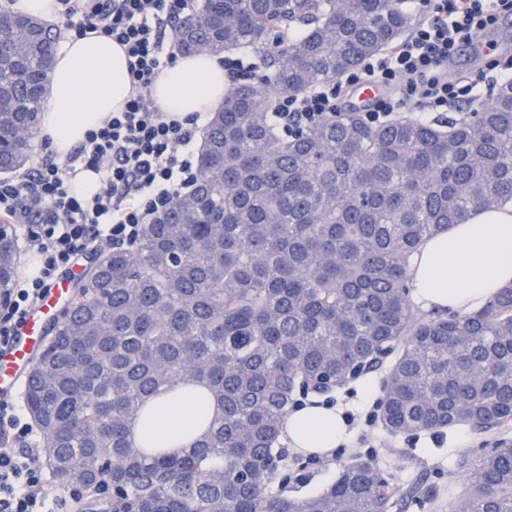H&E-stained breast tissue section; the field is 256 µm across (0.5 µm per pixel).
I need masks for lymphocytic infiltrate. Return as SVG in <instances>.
Here are the masks:
<instances>
[{
  "mask_svg": "<svg viewBox=\"0 0 512 512\" xmlns=\"http://www.w3.org/2000/svg\"><path fill=\"white\" fill-rule=\"evenodd\" d=\"M58 2L60 34L97 33L124 48L132 93L122 111L89 131L65 163L47 149L36 166L0 179V215L21 217L20 238L34 243L40 257L37 275L14 284L0 302V345L17 335L79 253L102 241L135 243L143 225L196 184L193 146L209 120L205 112L182 121L167 118L151 96L154 81L175 60L167 36L196 12L197 0ZM419 7L423 22L382 56L302 94L278 97L271 117L281 134L337 117L343 88L366 81L384 90L366 114L373 124L387 123L411 105L432 112L476 96L478 81H449L444 68L460 45L481 42L502 17H511L512 0H419ZM84 168L100 177V189L90 197L71 182L72 173ZM34 432L15 406L0 404V512H55L43 491L38 449L8 445Z\"/></svg>",
  "mask_w": 512,
  "mask_h": 512,
  "instance_id": "obj_1",
  "label": "lymphocytic infiltrate"
}]
</instances>
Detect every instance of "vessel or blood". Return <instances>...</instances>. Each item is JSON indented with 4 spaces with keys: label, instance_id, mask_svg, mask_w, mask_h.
<instances>
[{
    "label": "vessel or blood",
    "instance_id": "b4317fda",
    "mask_svg": "<svg viewBox=\"0 0 512 512\" xmlns=\"http://www.w3.org/2000/svg\"><path fill=\"white\" fill-rule=\"evenodd\" d=\"M70 283L56 280L27 316L17 336L0 348V399L13 398L22 387L37 354L48 342L47 330L59 304L68 300Z\"/></svg>",
    "mask_w": 512,
    "mask_h": 512
}]
</instances>
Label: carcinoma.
Segmentation results:
<instances>
[{
  "instance_id": "1",
  "label": "carcinoma",
  "mask_w": 512,
  "mask_h": 512,
  "mask_svg": "<svg viewBox=\"0 0 512 512\" xmlns=\"http://www.w3.org/2000/svg\"><path fill=\"white\" fill-rule=\"evenodd\" d=\"M402 0H204L176 50L264 52L211 115L193 192L100 253L27 383L43 465L109 512H391L405 496L370 460L294 495L280 430L297 394L380 373L392 436L512 421V288L468 316L420 313L408 269L424 240L512 198V82L446 123L356 112L275 131L271 89L301 94L399 41ZM291 22L304 35L278 43ZM54 38L0 10V171L23 166L44 105ZM15 238L0 230V299ZM202 384L209 432L181 455H148L129 425L163 387ZM470 494L451 512H512V444L459 462Z\"/></svg>"
}]
</instances>
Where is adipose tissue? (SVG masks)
<instances>
[{
    "mask_svg": "<svg viewBox=\"0 0 512 512\" xmlns=\"http://www.w3.org/2000/svg\"><path fill=\"white\" fill-rule=\"evenodd\" d=\"M226 77L219 56L177 55L152 86L160 112L185 118L215 111L224 101ZM131 95L126 54L110 38L90 34L62 39L49 77L41 134L58 158L121 111ZM412 299L418 306L448 307L468 315L480 311L502 289L512 287V201L491 211L476 209L425 242L409 268ZM157 411L150 429L134 426L141 445L178 450L205 431L211 408L199 393L180 387L151 397ZM281 438L300 453H330L346 438L342 412L331 404H308L290 412Z\"/></svg>",
    "mask_w": 512,
    "mask_h": 512,
    "instance_id": "1",
    "label": "adipose tissue"
}]
</instances>
